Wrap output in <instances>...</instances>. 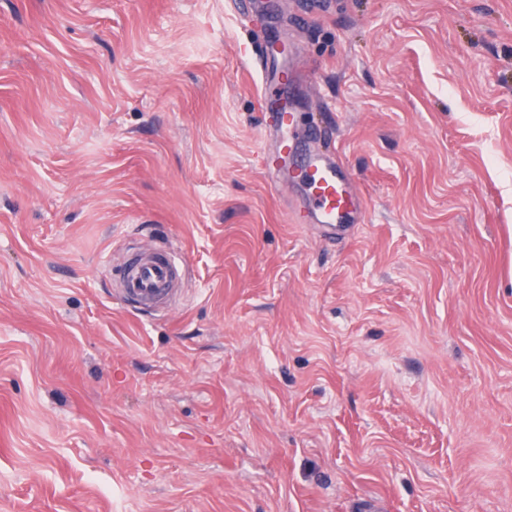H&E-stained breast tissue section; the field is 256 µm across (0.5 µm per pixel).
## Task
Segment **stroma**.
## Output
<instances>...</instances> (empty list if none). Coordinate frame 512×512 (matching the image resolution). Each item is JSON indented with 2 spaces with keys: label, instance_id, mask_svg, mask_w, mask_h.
<instances>
[{
  "label": "stroma",
  "instance_id": "obj_1",
  "mask_svg": "<svg viewBox=\"0 0 512 512\" xmlns=\"http://www.w3.org/2000/svg\"><path fill=\"white\" fill-rule=\"evenodd\" d=\"M251 3L0 0V512H512V0ZM267 32L344 230L269 191ZM178 262L165 253L157 258H132L125 267L119 288L127 301L154 308L178 286Z\"/></svg>",
  "mask_w": 512,
  "mask_h": 512
}]
</instances>
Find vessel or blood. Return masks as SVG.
I'll return each instance as SVG.
<instances>
[{
  "instance_id": "b4317fda",
  "label": "vessel or blood",
  "mask_w": 512,
  "mask_h": 512,
  "mask_svg": "<svg viewBox=\"0 0 512 512\" xmlns=\"http://www.w3.org/2000/svg\"><path fill=\"white\" fill-rule=\"evenodd\" d=\"M277 44L276 37L267 34L256 50L249 53L265 127L279 135L277 151L272 161L265 164L267 183L275 191L284 180L302 182L313 219L333 228L355 212L357 197L345 166L334 157L307 150L306 143L313 132L294 121L287 99L289 72L277 65ZM177 270L178 263L169 254L131 259L120 280L121 293L140 307H155L177 288Z\"/></svg>"
}]
</instances>
